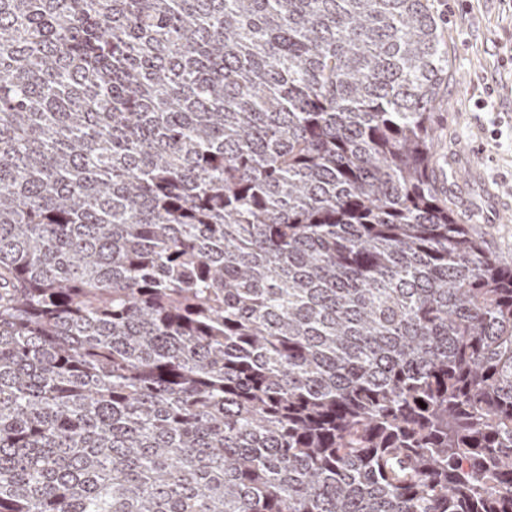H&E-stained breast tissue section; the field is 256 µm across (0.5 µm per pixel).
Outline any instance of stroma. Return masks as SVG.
I'll return each mask as SVG.
<instances>
[{"instance_id": "stroma-1", "label": "stroma", "mask_w": 512, "mask_h": 512, "mask_svg": "<svg viewBox=\"0 0 512 512\" xmlns=\"http://www.w3.org/2000/svg\"><path fill=\"white\" fill-rule=\"evenodd\" d=\"M450 67L433 178L458 223L512 262V0H429Z\"/></svg>"}]
</instances>
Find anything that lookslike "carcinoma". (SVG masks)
Returning a JSON list of instances; mask_svg holds the SVG:
<instances>
[{
	"mask_svg": "<svg viewBox=\"0 0 512 512\" xmlns=\"http://www.w3.org/2000/svg\"><path fill=\"white\" fill-rule=\"evenodd\" d=\"M447 74L428 0H0V512H512Z\"/></svg>",
	"mask_w": 512,
	"mask_h": 512,
	"instance_id": "1",
	"label": "carcinoma"
}]
</instances>
